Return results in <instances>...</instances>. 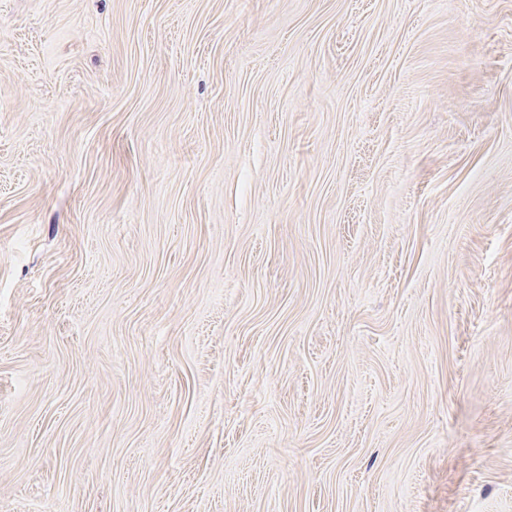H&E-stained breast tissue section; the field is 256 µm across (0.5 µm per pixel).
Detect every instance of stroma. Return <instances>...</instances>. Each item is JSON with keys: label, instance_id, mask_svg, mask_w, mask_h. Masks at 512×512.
Here are the masks:
<instances>
[{"label": "stroma", "instance_id": "1", "mask_svg": "<svg viewBox=\"0 0 512 512\" xmlns=\"http://www.w3.org/2000/svg\"><path fill=\"white\" fill-rule=\"evenodd\" d=\"M0 512H512V0H0Z\"/></svg>", "mask_w": 512, "mask_h": 512}]
</instances>
